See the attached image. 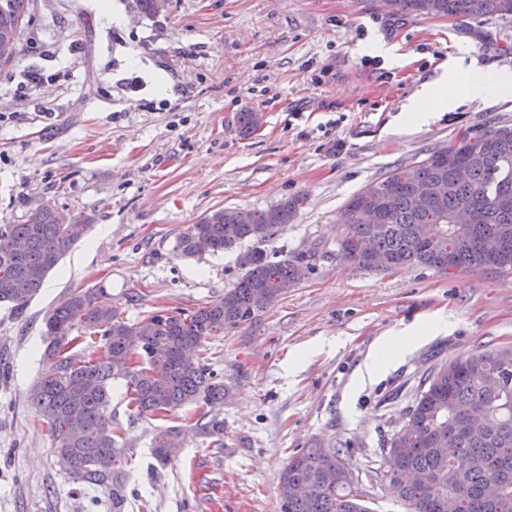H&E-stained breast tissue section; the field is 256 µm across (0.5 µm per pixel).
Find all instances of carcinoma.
<instances>
[{
  "label": "carcinoma",
  "instance_id": "cac0c4a2",
  "mask_svg": "<svg viewBox=\"0 0 512 512\" xmlns=\"http://www.w3.org/2000/svg\"><path fill=\"white\" fill-rule=\"evenodd\" d=\"M391 15L485 20L512 16V0H390ZM34 0H0V42H10L7 58L19 53L22 29L33 15ZM241 132L257 131L259 113L241 112ZM468 167L464 180L456 177ZM434 184L438 193L422 197L419 187ZM303 198L282 201L260 213L225 208L188 225L178 238L183 257L233 251L246 242L255 247L238 255L242 276L224 296L193 311L157 312L130 322L101 288L71 291L44 323L48 340L47 372L29 394L33 410L49 426L56 455L76 483L112 493V512H122L126 473L123 444L109 411L112 382L126 384L129 405L139 415L160 416L186 404L222 403L229 395L224 380L208 363L202 343L234 329L274 306L296 285L297 264L311 257L270 261L257 244L292 223ZM370 208L378 222L361 224L358 212ZM471 223L456 224L460 210ZM92 219L71 215L46 203L21 224L0 225V303L20 316L67 252L87 233ZM337 256L371 270L420 265L441 274L468 271L512 275V127L464 134L436 148L413 167L398 166L383 179L354 194L343 206ZM421 224H439L441 232L423 241ZM487 239H502L506 253L486 255ZM98 341V350L77 353L74 333ZM200 352L196 358L189 353ZM179 450L172 438L159 436L152 453L165 463ZM397 464L383 461L378 477L394 484L407 512H439L438 504L455 498L461 512H512V346L457 357L433 365L403 422L381 448ZM410 471L426 478L402 483ZM500 487L484 501L481 490ZM281 512H371L349 464L334 448H309L288 461L280 477Z\"/></svg>",
  "mask_w": 512,
  "mask_h": 512
}]
</instances>
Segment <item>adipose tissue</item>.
I'll use <instances>...</instances> for the list:
<instances>
[{"mask_svg": "<svg viewBox=\"0 0 512 512\" xmlns=\"http://www.w3.org/2000/svg\"><path fill=\"white\" fill-rule=\"evenodd\" d=\"M462 76L468 79L467 100L470 103L478 104L512 95V74L486 69L476 63L465 61L464 58L455 57L449 59L447 69L442 71L434 83L425 85L403 105L406 124L425 125L433 120L436 113L453 111L457 106V99L449 94L448 87ZM439 328V322L431 321L419 325L414 333L409 335L382 337L368 357L365 364L366 373H378L390 360L413 343L415 338L434 333Z\"/></svg>", "mask_w": 512, "mask_h": 512, "instance_id": "1", "label": "adipose tissue"}]
</instances>
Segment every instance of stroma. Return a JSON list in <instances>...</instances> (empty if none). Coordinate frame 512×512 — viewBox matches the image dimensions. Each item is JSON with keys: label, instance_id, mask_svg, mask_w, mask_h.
<instances>
[{"label": "stroma", "instance_id": "obj_1", "mask_svg": "<svg viewBox=\"0 0 512 512\" xmlns=\"http://www.w3.org/2000/svg\"><path fill=\"white\" fill-rule=\"evenodd\" d=\"M378 41L395 59L369 52ZM459 55L511 74L512 18L398 19L375 0H169L148 18L136 0H35L17 61L0 67V224L47 202L94 223L23 316L0 306V512H112L111 495L69 479L28 402L62 296L103 289L131 320L204 306L237 281V254L181 257L180 233L218 209L259 212L293 196L304 199L295 221L264 248L275 261L315 258L272 308L206 339L231 388L224 405L139 416L113 383L122 512H280L284 467L314 447L349 462L375 512H406L376 476L382 443L428 367L512 345V278L343 263L339 215L393 168L512 126V96L403 123L402 105ZM27 71L56 80L26 85ZM245 111L263 115L248 136ZM433 316L438 332L364 376L379 337ZM214 414L218 441L197 427ZM173 429L180 450L159 465L153 443Z\"/></svg>", "mask_w": 512, "mask_h": 512}]
</instances>
